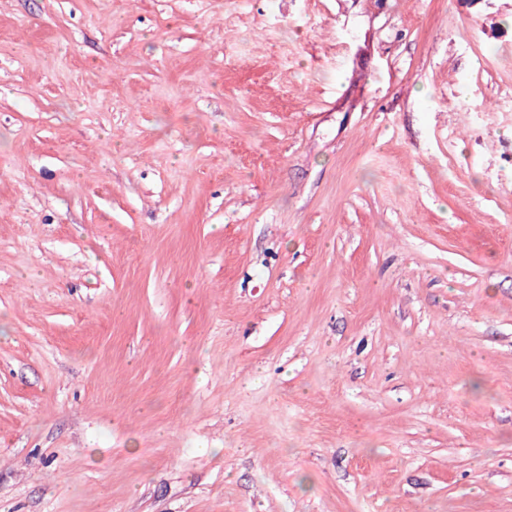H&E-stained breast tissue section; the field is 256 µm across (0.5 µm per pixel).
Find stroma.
I'll list each match as a JSON object with an SVG mask.
<instances>
[{
  "mask_svg": "<svg viewBox=\"0 0 512 512\" xmlns=\"http://www.w3.org/2000/svg\"><path fill=\"white\" fill-rule=\"evenodd\" d=\"M0 512H512V0H0Z\"/></svg>",
  "mask_w": 512,
  "mask_h": 512,
  "instance_id": "stroma-1",
  "label": "stroma"
}]
</instances>
